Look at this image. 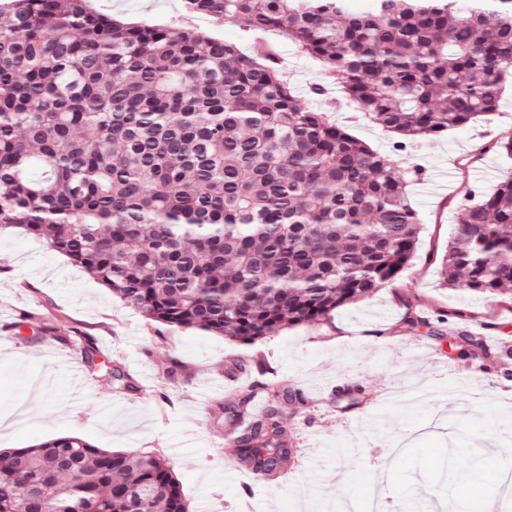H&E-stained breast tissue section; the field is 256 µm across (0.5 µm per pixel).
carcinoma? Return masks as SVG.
<instances>
[{"label":"carcinoma","instance_id":"1","mask_svg":"<svg viewBox=\"0 0 512 512\" xmlns=\"http://www.w3.org/2000/svg\"><path fill=\"white\" fill-rule=\"evenodd\" d=\"M184 0L318 60L399 143L495 112L512 75V0ZM0 232L18 229L146 319L249 345L321 320L394 280L420 224L408 171L296 96L271 45L132 24L90 0H0ZM441 279L512 290V176L462 209ZM459 358L482 337L414 316ZM84 361L135 383L79 337ZM250 395L224 402V419ZM283 386L231 456L281 471ZM0 512H188L157 455L57 436L0 453Z\"/></svg>","mask_w":512,"mask_h":512}]
</instances>
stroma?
<instances>
[{
	"label": "stroma",
	"instance_id": "35a3bbf8",
	"mask_svg": "<svg viewBox=\"0 0 512 512\" xmlns=\"http://www.w3.org/2000/svg\"><path fill=\"white\" fill-rule=\"evenodd\" d=\"M94 2L131 23L256 46L242 26L191 22L183 0ZM272 46L298 96L321 82L327 93L313 100L315 109L412 170L408 193L421 229L408 265L391 285L322 321L240 346L147 321L35 239L0 235V448L76 435L100 448L163 456L189 512H241L245 504L252 512H325L340 496L362 506L377 487L405 512H478L495 488L497 457L512 454V300L447 288L440 269L463 204L512 173V158L495 147L512 137V78L494 114L397 152L394 134L339 103L336 76L288 39ZM415 310L477 329L501 348L499 360L482 368L449 358L447 340L411 324ZM82 335L132 374L135 390L92 371L74 381L62 358L80 352ZM236 358L260 364L265 384L295 385L307 398L288 415L295 452L273 481L249 482L224 452V396L250 381L232 371ZM352 383L361 392L350 405L338 391ZM394 388L412 391L414 401H388ZM109 399L107 416L100 406Z\"/></svg>",
	"mask_w": 512,
	"mask_h": 512
}]
</instances>
